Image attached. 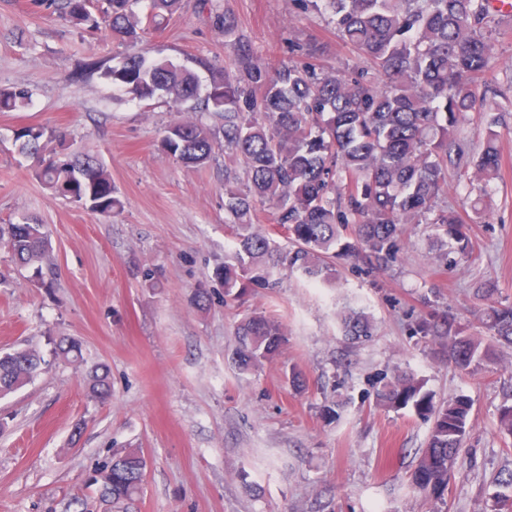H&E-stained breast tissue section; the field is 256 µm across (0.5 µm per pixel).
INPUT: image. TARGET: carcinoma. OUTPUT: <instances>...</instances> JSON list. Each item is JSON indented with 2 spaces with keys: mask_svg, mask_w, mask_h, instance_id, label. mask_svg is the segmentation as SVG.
<instances>
[{
  "mask_svg": "<svg viewBox=\"0 0 512 512\" xmlns=\"http://www.w3.org/2000/svg\"><path fill=\"white\" fill-rule=\"evenodd\" d=\"M139 0H41L77 30L108 27L131 48L142 36L160 30L179 0H150V11L137 13ZM303 12L326 13L341 40L367 58L370 70L340 72L318 64L320 49L288 42L293 61L277 66L261 62L237 22L224 13L220 23L232 48L231 62L212 76L201 105L197 77L186 67L143 53L124 57L104 76L115 87L146 100L158 92L177 105L202 108L224 117V213L233 245L220 275L224 295L240 298L253 285L270 288L283 268L298 269L314 282L334 284L335 260L350 258L367 272L381 271L399 253L400 226L433 227L431 246L443 264L472 258L475 246L461 214L441 204L448 194V141L468 112L483 105L480 76L492 58L489 29L491 0H293ZM25 88L0 91V112L29 105ZM497 119L486 122L480 151L473 159L478 184L467 196L479 211L500 165ZM20 153L35 161L33 175L53 194L94 212L122 206L112 176L87 154L70 150L55 129L25 126L16 132ZM211 128L192 120L171 125L161 149L184 164L202 166L213 152ZM271 209L266 231L257 229V212ZM286 237L285 250L276 240ZM0 247L18 263L41 274L51 242L45 225L33 219L0 225ZM495 286L486 283L478 296L480 330L453 313L436 310L411 325L419 340L446 344L448 360L465 375L494 363L496 350L512 347V304L491 301ZM344 336L367 342L375 335L371 318L349 309L342 316ZM235 363L247 370L274 358L285 343L277 318L244 317L236 328ZM56 354L81 359L80 342L61 336ZM43 358L35 349L0 355V396L29 384ZM88 393L98 402L112 392L109 372L88 371ZM424 377L397 370L379 380L376 403L410 410L431 423L426 447L410 474L413 488L446 505L448 479L474 426L472 403L465 394L438 403ZM498 431L512 437V393L498 408ZM147 462L141 449L121 448L90 475L98 502L109 512H129L141 492ZM486 512H512V470L495 479Z\"/></svg>",
  "mask_w": 512,
  "mask_h": 512,
  "instance_id": "carcinoma-1",
  "label": "carcinoma"
}]
</instances>
